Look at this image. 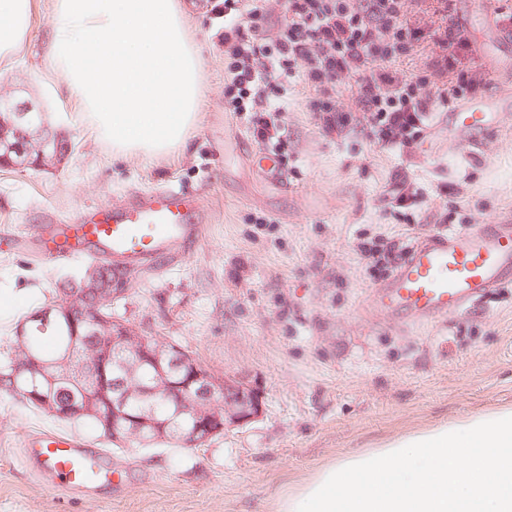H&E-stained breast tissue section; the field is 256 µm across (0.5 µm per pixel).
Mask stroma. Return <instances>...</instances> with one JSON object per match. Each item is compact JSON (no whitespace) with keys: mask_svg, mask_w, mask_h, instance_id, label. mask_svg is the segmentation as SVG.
Segmentation results:
<instances>
[{"mask_svg":"<svg viewBox=\"0 0 512 512\" xmlns=\"http://www.w3.org/2000/svg\"><path fill=\"white\" fill-rule=\"evenodd\" d=\"M26 42L0 64V95L44 110L73 151L57 169H0V287L23 305L0 321V344L35 309L62 296L87 264L35 260L17 244L44 215L66 220L84 208L120 204L132 189L172 184L200 194L209 214L201 242L177 263L158 264L112 302V317L190 350L215 376L245 378L263 394L261 416L196 449L172 444L112 449L95 425L57 422L0 390V512H270L288 482L340 455L375 448L438 420L512 406V287L434 324L404 325L377 313L380 272L363 243L408 231L493 223L512 208V41H499L474 0H454L469 43L490 47L462 67L473 100L498 101L499 126L472 144L428 123L410 147L377 144L366 127L326 132L296 81L288 108L270 115L280 182L253 161L259 146L224 106V0H194L188 33L202 64L205 104L185 150L126 159L84 123L64 87L45 73L49 0H34ZM418 195L399 206L391 186ZM39 430L78 437L109 454L116 479L98 491L51 487L18 459Z\"/></svg>","mask_w":512,"mask_h":512,"instance_id":"stroma-1","label":"stroma"}]
</instances>
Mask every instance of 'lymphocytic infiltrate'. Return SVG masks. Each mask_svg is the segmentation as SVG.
Returning a JSON list of instances; mask_svg holds the SVG:
<instances>
[{
    "label": "lymphocytic infiltrate",
    "mask_w": 512,
    "mask_h": 512,
    "mask_svg": "<svg viewBox=\"0 0 512 512\" xmlns=\"http://www.w3.org/2000/svg\"><path fill=\"white\" fill-rule=\"evenodd\" d=\"M411 2L286 0L287 21L269 29L258 0H224L225 105L246 120L257 143H267V115L284 111L288 80L297 75L327 132L354 119L337 102L347 92L359 105L355 119L370 127L378 144L410 146L427 113L448 107L475 86L459 67L470 45L452 18L453 0H437L440 22L429 34L438 50L432 65L442 77L435 94L425 92L427 76L400 72L420 34L411 22Z\"/></svg>",
    "instance_id": "1"
}]
</instances>
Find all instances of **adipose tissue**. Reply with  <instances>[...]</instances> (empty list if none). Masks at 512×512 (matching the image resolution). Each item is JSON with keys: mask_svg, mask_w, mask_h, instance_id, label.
I'll list each match as a JSON object with an SVG mask.
<instances>
[{"mask_svg": "<svg viewBox=\"0 0 512 512\" xmlns=\"http://www.w3.org/2000/svg\"><path fill=\"white\" fill-rule=\"evenodd\" d=\"M47 69L124 158L185 149L202 100L186 0H51ZM32 0H0V57L24 46ZM272 512H512V408L445 420L332 459Z\"/></svg>", "mask_w": 512, "mask_h": 512, "instance_id": "obj_1", "label": "adipose tissue"}]
</instances>
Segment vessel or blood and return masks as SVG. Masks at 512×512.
<instances>
[{
	"label": "vessel or blood",
	"instance_id": "vessel-or-blood-1",
	"mask_svg": "<svg viewBox=\"0 0 512 512\" xmlns=\"http://www.w3.org/2000/svg\"><path fill=\"white\" fill-rule=\"evenodd\" d=\"M496 103L463 104L448 114V133L466 140L496 126ZM207 214L195 195L169 185L133 193L115 208L89 207L64 224L41 225L31 254L53 262L94 257L127 274L158 261H175L202 238ZM512 282V216L494 224L442 230L411 246L405 259L379 285L374 305L409 323L436 322L481 301ZM23 457L39 464L53 484L91 489L109 472L77 438L40 432L23 442Z\"/></svg>",
	"mask_w": 512,
	"mask_h": 512
}]
</instances>
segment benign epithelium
<instances>
[{
  "mask_svg": "<svg viewBox=\"0 0 512 512\" xmlns=\"http://www.w3.org/2000/svg\"><path fill=\"white\" fill-rule=\"evenodd\" d=\"M0 112H7L9 120L0 119V168L45 167L62 163L71 153L58 146L57 139L32 132V127L42 120L39 110L28 103L14 104L0 98ZM99 269L91 268L80 283L69 291L70 303L59 307L49 305L30 317L37 329L44 331L54 325L59 315H64L73 338L79 337V328L86 326L100 336L103 345L112 346L125 342L131 335L126 324L107 318L93 308H87L82 301L91 296H100L107 291L106 298L114 299L123 289L103 285ZM138 343L139 364L151 365L159 381L156 387L139 388L140 396L146 398L162 388L167 389L176 407V413L183 411V405L193 403L192 419L178 425L171 419L155 415H131L127 412L128 396L132 389L120 377L112 379V399L106 403L112 414H105L101 407L94 406L96 399L84 391L76 396L64 387L66 379L58 378L49 371L50 363L31 358L39 373L57 392L52 400L30 386L24 379L15 386L18 393L44 408L57 419L78 422L87 416L97 418V427L115 443L134 434L144 445H152L166 439H173L188 447L206 444L224 434L230 425H244L257 419L262 413V396L257 388L241 378L224 376L218 378L199 364L195 357L178 344H154L150 337L139 334L134 337Z\"/></svg>",
  "mask_w": 512,
  "mask_h": 512,
  "instance_id": "obj_1",
  "label": "benign epithelium"
}]
</instances>
